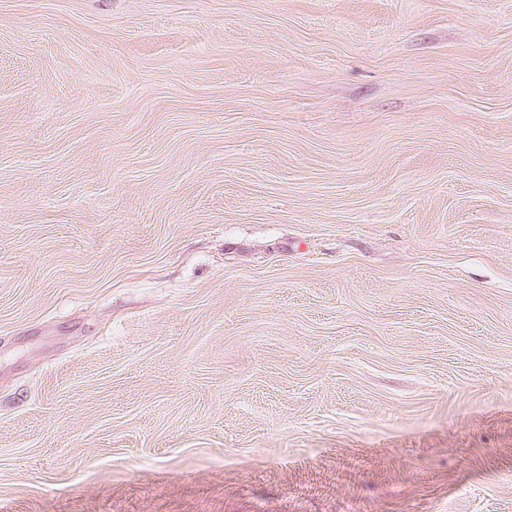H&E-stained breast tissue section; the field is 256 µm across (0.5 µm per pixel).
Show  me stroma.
I'll return each mask as SVG.
<instances>
[{
	"mask_svg": "<svg viewBox=\"0 0 512 512\" xmlns=\"http://www.w3.org/2000/svg\"><path fill=\"white\" fill-rule=\"evenodd\" d=\"M0 512H512V0H0Z\"/></svg>",
	"mask_w": 512,
	"mask_h": 512,
	"instance_id": "obj_1",
	"label": "stroma"
}]
</instances>
